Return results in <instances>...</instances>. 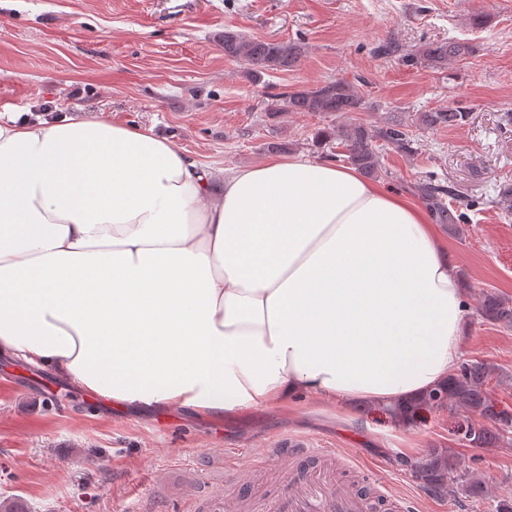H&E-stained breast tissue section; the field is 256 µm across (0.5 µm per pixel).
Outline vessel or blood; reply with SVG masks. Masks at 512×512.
<instances>
[{
	"mask_svg": "<svg viewBox=\"0 0 512 512\" xmlns=\"http://www.w3.org/2000/svg\"><path fill=\"white\" fill-rule=\"evenodd\" d=\"M287 486L284 496L267 498L258 512H374L376 508L375 501L355 485L338 479L327 455L320 453L309 462L296 463Z\"/></svg>",
	"mask_w": 512,
	"mask_h": 512,
	"instance_id": "obj_1",
	"label": "vessel or blood"
}]
</instances>
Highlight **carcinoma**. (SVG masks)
Instances as JSON below:
<instances>
[{
    "label": "carcinoma",
    "instance_id": "obj_1",
    "mask_svg": "<svg viewBox=\"0 0 512 512\" xmlns=\"http://www.w3.org/2000/svg\"><path fill=\"white\" fill-rule=\"evenodd\" d=\"M303 53L304 48L298 42L247 38L235 31H224V56L244 63L247 74L255 82L265 73L288 72L297 68ZM472 53L473 47L467 42L434 40L420 44L410 54L409 61L415 65L419 63L445 70L451 62ZM364 106V94L356 85L331 79L312 87L277 94L274 102L267 105L266 111L313 112L347 118L364 109ZM468 118L469 112L463 108L443 104L419 113L417 121L418 125L427 129L454 128L465 124ZM334 138L340 140L348 163L369 177H377L382 171L378 142L384 141L401 151L409 150L412 143L409 126L395 117L382 127L350 121L334 133L324 129L316 135V141L320 143ZM414 191L434 223L448 226L453 233L460 230V225L466 220L462 203L467 197L452 186L432 180L418 182ZM449 197L456 201V205L451 206L446 202ZM478 315L489 324L511 329L512 298L486 291L482 293ZM495 371L493 365L484 361L462 362L456 374L444 386L430 391L414 405V413L418 415L423 410L448 408L452 417L448 434L454 440L475 448H494L505 440H512V412L498 408L489 390ZM413 471L423 486L434 494L452 495L461 486L477 501L487 496L483 483L463 468L449 449H431L414 463Z\"/></svg>",
    "mask_w": 512,
    "mask_h": 512
}]
</instances>
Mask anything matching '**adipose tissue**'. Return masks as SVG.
I'll return each instance as SVG.
<instances>
[{"label":"adipose tissue","instance_id":"1","mask_svg":"<svg viewBox=\"0 0 512 512\" xmlns=\"http://www.w3.org/2000/svg\"><path fill=\"white\" fill-rule=\"evenodd\" d=\"M211 181L149 130L0 120V354L215 416L447 382L466 306L405 194L307 155Z\"/></svg>","mask_w":512,"mask_h":512}]
</instances>
